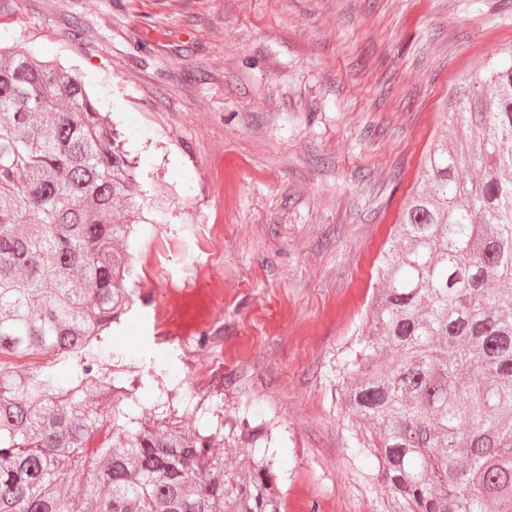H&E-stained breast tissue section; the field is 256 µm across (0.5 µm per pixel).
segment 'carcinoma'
I'll list each match as a JSON object with an SVG mask.
<instances>
[{
  "label": "carcinoma",
  "instance_id": "carcinoma-1",
  "mask_svg": "<svg viewBox=\"0 0 512 512\" xmlns=\"http://www.w3.org/2000/svg\"><path fill=\"white\" fill-rule=\"evenodd\" d=\"M443 115L462 134L426 151L343 399L396 512H512V46ZM136 184L80 77L0 52V512H285L264 461L227 473L219 436L146 424L103 371Z\"/></svg>",
  "mask_w": 512,
  "mask_h": 512
}]
</instances>
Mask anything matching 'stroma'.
I'll list each match as a JSON object with an SVG mask.
<instances>
[{"label":"stroma","mask_w":512,"mask_h":512,"mask_svg":"<svg viewBox=\"0 0 512 512\" xmlns=\"http://www.w3.org/2000/svg\"><path fill=\"white\" fill-rule=\"evenodd\" d=\"M0 33L78 72L123 136L132 275L165 250L198 311L197 271L232 287L222 339H188L231 377L214 410H196L206 378L182 375L177 347L145 348L147 307L115 327L112 372L141 415L223 434L234 472L264 448L286 512H390L351 453L339 373L440 101L512 44V0H0ZM219 208V247L181 252Z\"/></svg>","instance_id":"1"}]
</instances>
